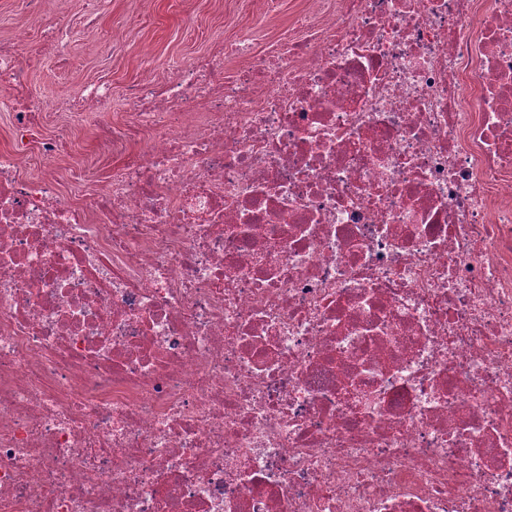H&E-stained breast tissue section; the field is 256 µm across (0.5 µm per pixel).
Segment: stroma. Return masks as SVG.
Returning <instances> with one entry per match:
<instances>
[{
    "mask_svg": "<svg viewBox=\"0 0 512 512\" xmlns=\"http://www.w3.org/2000/svg\"><path fill=\"white\" fill-rule=\"evenodd\" d=\"M306 2L281 0L278 13L258 26L253 20L258 0H104L94 17L92 31L74 38L69 63L59 65L50 55L55 27L66 22L83 26L85 0H45L49 23L29 32L34 53L26 59L25 80L36 96L49 94L54 87L73 91L108 80L114 104L104 112V124L126 135L133 147L138 137L127 131L122 103L128 89L144 74H151L158 81L167 80L173 76L175 64L192 62L215 43L234 41L245 31L250 32L257 51L267 50L290 34L291 19ZM97 39L107 45L119 42L120 49L101 55L93 46ZM60 130L68 132L71 147L58 160V167L83 168L88 175V189H95L114 163L112 156L96 148L98 129L89 122L79 123L68 113L47 109L40 121L41 134Z\"/></svg>",
    "mask_w": 512,
    "mask_h": 512,
    "instance_id": "1",
    "label": "stroma"
}]
</instances>
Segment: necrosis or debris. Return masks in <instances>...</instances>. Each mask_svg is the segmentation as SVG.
Listing matches in <instances>:
<instances>
[{
	"instance_id": "necrosis-or-debris-1",
	"label": "necrosis or debris",
	"mask_w": 512,
	"mask_h": 512,
	"mask_svg": "<svg viewBox=\"0 0 512 512\" xmlns=\"http://www.w3.org/2000/svg\"><path fill=\"white\" fill-rule=\"evenodd\" d=\"M0 43V512H512V0H328L124 100L93 195ZM46 164L23 172L26 150Z\"/></svg>"
}]
</instances>
